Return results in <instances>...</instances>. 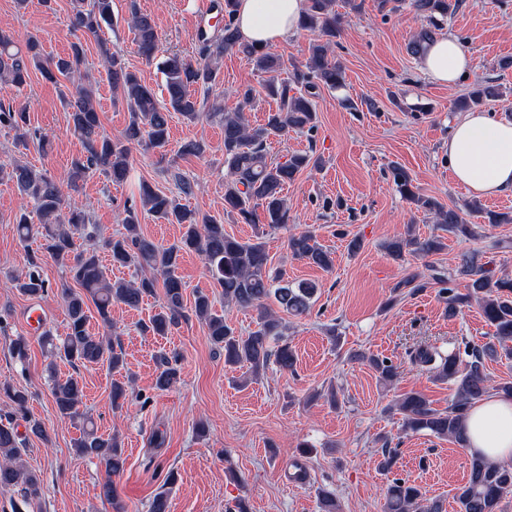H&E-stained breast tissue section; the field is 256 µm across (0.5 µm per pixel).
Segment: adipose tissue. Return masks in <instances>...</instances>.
<instances>
[{"instance_id": "adipose-tissue-1", "label": "adipose tissue", "mask_w": 512, "mask_h": 512, "mask_svg": "<svg viewBox=\"0 0 512 512\" xmlns=\"http://www.w3.org/2000/svg\"><path fill=\"white\" fill-rule=\"evenodd\" d=\"M306 0H239L237 19L245 42L271 47L299 29ZM420 70L431 82L454 86L471 60L453 34L430 42ZM448 170L470 196L491 199L512 191V120L470 112L457 120L448 139ZM466 450L498 463L512 461V398L485 397L470 410Z\"/></svg>"}]
</instances>
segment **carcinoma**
<instances>
[{"mask_svg": "<svg viewBox=\"0 0 512 512\" xmlns=\"http://www.w3.org/2000/svg\"><path fill=\"white\" fill-rule=\"evenodd\" d=\"M237 2L223 0L218 4L224 24L216 35L199 38L200 60L192 62L177 53H168L161 63L167 94L164 104L127 69L120 54L112 50L108 42H98L113 98L126 107L129 121L121 137H110L99 116L96 84L89 79L72 84L64 95V102L70 128L78 136L82 150L71 163L69 183L76 189L93 173L103 175L113 184L123 183L129 173L132 149L160 150L167 146L170 113L176 112L189 121L199 119L203 106L190 88L208 85L224 52L235 50L253 62L255 69L265 76L268 95L279 100L278 110L269 113L266 122L258 125L251 124L245 113L253 100L249 86L241 92L236 111L222 112L217 108L210 113L224 129V164L228 168L224 181V214L253 225V238L244 241L225 233L224 224L200 215L180 203L177 197L144 183L139 195L142 209L167 224L182 225L183 233L172 245L158 244L139 231L137 209L126 208L123 230L104 239L103 248L112 266L148 268L154 275L142 276L136 281L113 280L97 250L83 245L95 233L91 217L67 203L60 185L47 172L18 159L0 163V181L13 183L22 199L34 204L42 228L41 249L80 287L78 291L61 288L68 314L66 335L59 341L48 334L41 338L53 355L76 369L100 363L107 364L113 372L123 369L125 353L120 340L112 336V304L137 309L145 299L155 295L158 287L163 288V303L141 328L155 336L171 335L184 317V286L176 269L181 255L187 251L203 257L211 277L221 288L224 302L257 313V329L240 336L224 324V315L214 309L209 294L197 293L194 314L205 323L209 341L224 351V364L246 363L253 376L258 377L272 363L281 370H291L296 363L295 353L285 336V326L269 310L267 301L272 298L287 313L303 316L310 311L317 286L306 282L288 283L272 271L268 266L264 227L279 228L288 224L284 188L301 171L317 165V160L307 153H293L283 162L272 161L267 157L266 145L272 136L312 130L317 119L314 90L321 86L336 89L343 85V70L330 59L339 17L336 0H308L300 28L316 33L317 38L309 47L304 68L296 69L293 80L289 81L280 78L283 63L278 55L242 40L234 22ZM411 6L419 16L435 24L448 17L451 4L448 0H411ZM112 25V0H74L71 28L77 34L76 41L70 44L66 55L49 60L44 59L43 44L38 37L30 36L25 47L19 49L15 46L13 32L0 29V86L8 85L16 91L23 89L33 69L50 81L59 75L70 77L84 64L81 37L96 36L102 28ZM128 26L137 53L146 61H153L160 50L153 18L133 7ZM0 126L15 132L17 149L28 148L29 142L34 140L41 146L46 142V136L27 127V109L20 103L0 99ZM392 175L404 199L431 215L443 230L457 237L474 236L471 225L465 222L459 210L420 194L403 168L392 167ZM443 247L439 236L421 240L411 234L386 244V250L396 260L407 252L429 256ZM288 249L293 256L324 271L334 266L333 252L320 244L309 230L289 236ZM458 275L467 279L465 292L450 287L442 289L448 317L456 316L471 299L481 300L483 316L494 328L493 340L465 347L469 360L463 369L459 368V353L444 354L426 344L418 345L409 352L410 360L430 366L436 380L454 384L456 396L443 411L432 408L417 392L404 394L396 407L403 415L405 430L452 438L462 444L469 409L489 393L485 359L496 356L500 350L512 355V278L491 276L477 252L462 256ZM16 282L20 291L32 298L47 292L48 284L37 256L29 257L26 269L16 276ZM90 302L95 306L103 329L100 335L88 328ZM157 362L154 387L166 391L180 379L181 357L174 350L162 352ZM369 363L384 382H391L398 375L397 366L387 362L385 357H371ZM0 389L13 404V416L26 419V430L49 441L45 427L26 418L27 391L10 384ZM52 396L61 417L82 422L80 436L74 441L76 453L97 460L104 468L105 477L96 486L99 498L111 506L112 512H126L115 481L124 471V451L117 436L98 433L92 420L81 410L84 397L81 376L75 374L56 381ZM23 444L24 438L12 420L5 424L0 422V488H19L22 501L26 502L38 493L40 479L22 463ZM511 492L512 464H491L476 456L469 478L457 489L455 499L459 512H500L503 496ZM384 512H443V506L440 501L427 498L417 485L395 478L387 487Z\"/></svg>", "mask_w": 512, "mask_h": 512, "instance_id": "1", "label": "carcinoma"}]
</instances>
